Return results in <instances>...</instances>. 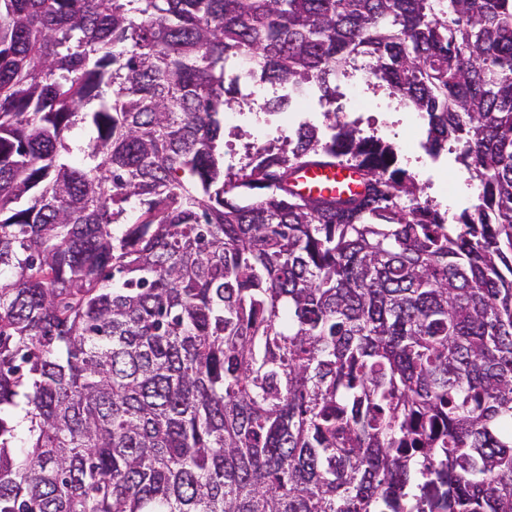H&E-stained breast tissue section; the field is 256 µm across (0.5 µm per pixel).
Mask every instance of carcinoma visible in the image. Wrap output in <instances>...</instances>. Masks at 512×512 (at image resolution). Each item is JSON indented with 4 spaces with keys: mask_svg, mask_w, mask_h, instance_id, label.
I'll use <instances>...</instances> for the list:
<instances>
[{
    "mask_svg": "<svg viewBox=\"0 0 512 512\" xmlns=\"http://www.w3.org/2000/svg\"><path fill=\"white\" fill-rule=\"evenodd\" d=\"M243 55L325 111L235 168ZM0 512H512V0H0ZM338 103L343 112H358L352 115L361 116L360 129L365 135H376L389 143L396 156L395 167L403 168L411 174L419 187L423 188L422 200L428 198L438 204L441 211H448V221L464 209L473 210L478 203V191L475 185L466 193L455 195V184L460 179L471 180L468 172L455 158V153L444 151L437 160L432 159L422 144L426 141L427 125L418 118L417 112L411 107L400 105L395 97L397 111H387L380 107L376 100L386 98L389 91L371 89L363 97L352 96L344 91ZM390 96V95H388ZM395 123V126H391ZM414 129L417 137L410 143V132ZM302 175L303 191L308 194L358 190V175L353 169L308 166Z\"/></svg>",
    "mask_w": 512,
    "mask_h": 512,
    "instance_id": "obj_1",
    "label": "carcinoma"
}]
</instances>
